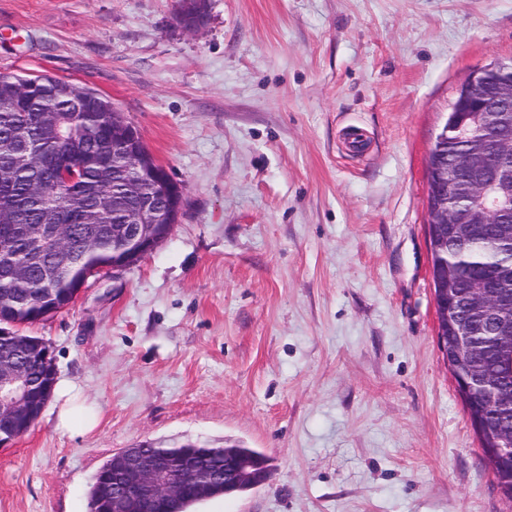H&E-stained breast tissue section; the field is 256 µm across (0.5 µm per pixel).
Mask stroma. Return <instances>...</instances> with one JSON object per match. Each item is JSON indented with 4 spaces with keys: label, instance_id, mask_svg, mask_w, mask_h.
Returning a JSON list of instances; mask_svg holds the SVG:
<instances>
[{
    "label": "stroma",
    "instance_id": "35a3bbf8",
    "mask_svg": "<svg viewBox=\"0 0 512 512\" xmlns=\"http://www.w3.org/2000/svg\"><path fill=\"white\" fill-rule=\"evenodd\" d=\"M0 0V75L97 91L183 189L171 235L26 326L79 389L0 447V512H88L112 456L239 443L195 512H512L439 346L429 151L512 0ZM360 133L361 147L351 144ZM180 10L177 14L178 23L187 28L191 24H203L208 21L207 0H181Z\"/></svg>",
    "mask_w": 512,
    "mask_h": 512
}]
</instances>
